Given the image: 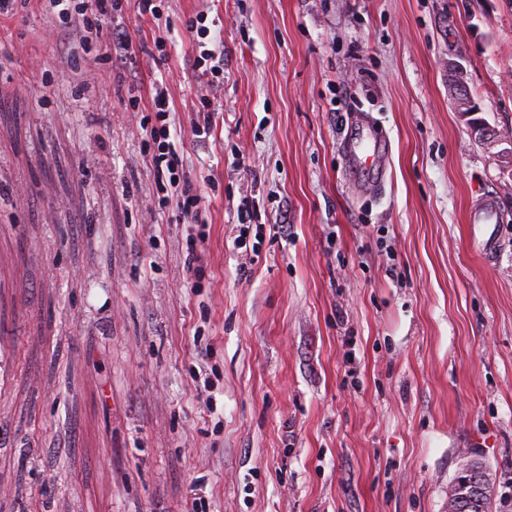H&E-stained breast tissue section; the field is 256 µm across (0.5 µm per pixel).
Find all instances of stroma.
<instances>
[{
	"instance_id": "obj_1",
	"label": "stroma",
	"mask_w": 512,
	"mask_h": 512,
	"mask_svg": "<svg viewBox=\"0 0 512 512\" xmlns=\"http://www.w3.org/2000/svg\"><path fill=\"white\" fill-rule=\"evenodd\" d=\"M199 12L224 46L216 91L191 69ZM167 15V57L130 11L139 50L110 65L79 30L56 53L44 10L0 25V512H182L199 478L210 512H448L473 459L512 512V143L480 145L448 97L457 61L480 118L512 136V0H169ZM156 79L206 199L196 293L128 109ZM362 112L389 144L379 191L338 147ZM247 197L267 225L287 204L292 234L264 239L245 280ZM483 198L501 224L488 256L468 222ZM257 218V213L250 211L249 208L245 210H240L238 219H239V234L234 238L233 240V246L235 250L243 249V252H245V255H248L249 252L257 253V251L252 246V249L249 248V242H250V234L251 230L253 229V226L256 228L255 237L258 236V225L262 224H252V221Z\"/></svg>"
}]
</instances>
